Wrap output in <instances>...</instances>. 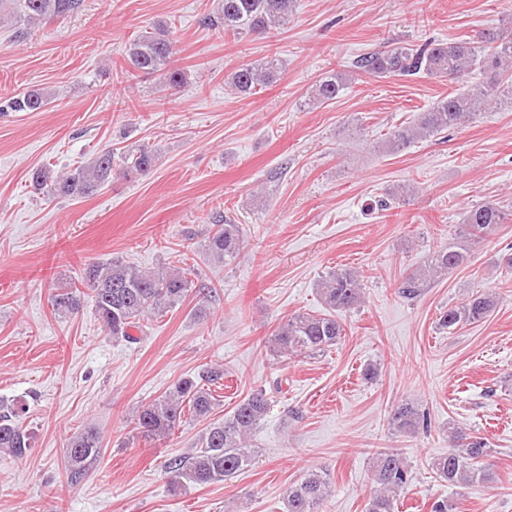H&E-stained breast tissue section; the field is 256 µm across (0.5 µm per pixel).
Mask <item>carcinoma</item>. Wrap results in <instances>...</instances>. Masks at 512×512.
Listing matches in <instances>:
<instances>
[{
    "mask_svg": "<svg viewBox=\"0 0 512 512\" xmlns=\"http://www.w3.org/2000/svg\"><path fill=\"white\" fill-rule=\"evenodd\" d=\"M7 16L23 25L66 17L78 11L83 0H8ZM293 0H218L216 12L207 25L233 36H264L288 22ZM177 53V41L164 26L133 39L125 49V60L139 73L163 77L165 87L176 90L184 76L169 68ZM479 65L491 71L488 80L462 92H451L420 112L415 121L390 132L386 149L398 153L411 143L433 137L448 129L463 127L477 113L512 107V27L484 32L478 45L470 42L435 43L429 41L412 47L395 46L361 56L354 68L378 78L418 76L446 78L457 82ZM281 61L271 56L257 65H243L230 78L235 93L252 95L280 79ZM351 82L347 75L332 72L319 79L307 93V105L324 104L338 97ZM52 97L37 89L8 99L14 112H42ZM158 157L141 147L115 162L112 149L102 150L91 162L62 174L46 167L31 172V181L47 197L83 199L94 195L116 175L125 177L147 174L156 167ZM509 220V213L492 202L471 206L459 226L457 242L433 251L427 264L406 273L398 284V294L413 299L422 294L430 282L448 276L467 260L469 247L496 234ZM243 242L242 227L229 220L215 224L207 238V251L218 262L235 258ZM209 286L197 284L191 269L159 267L150 269L111 258L90 262L78 283L52 294L55 314L69 318L90 301L103 329L114 337L135 342V331H144V322L183 305L192 292L205 294ZM324 312L298 313L280 323L270 339V350L279 358L324 353L336 346L343 336V316L363 302L359 276L350 268L338 267L322 278L319 288ZM494 305L488 294L473 295L448 307L439 318V326L448 332L485 319ZM224 386V367H203L193 376L179 378L163 395L137 410L134 430L146 441L169 439L183 424L208 421L197 448L187 455L168 459L165 471L172 491L187 486H204L230 480L253 466L250 439L270 410L267 391L248 394L222 419H212L218 407L215 389ZM26 407L18 402L0 401V452L11 457L27 455L33 436L23 427ZM390 431L399 436H413L430 426L426 412L411 403H401L390 413ZM448 454L436 459L432 469L440 479L455 485L485 481L490 476L489 460L493 449L486 438L454 431L448 436ZM101 436L92 422L75 433L68 444L65 473L70 484L81 482L101 459ZM375 489L365 512H394V500L411 481L406 459L394 449L377 453L373 467ZM330 475L312 471L288 486L284 492L285 512H320L331 496Z\"/></svg>",
    "mask_w": 512,
    "mask_h": 512,
    "instance_id": "obj_1",
    "label": "carcinoma"
}]
</instances>
